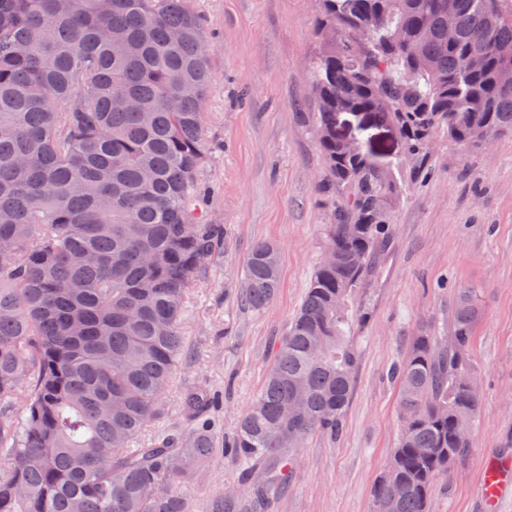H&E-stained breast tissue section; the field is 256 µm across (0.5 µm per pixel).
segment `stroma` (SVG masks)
Segmentation results:
<instances>
[{"label": "stroma", "instance_id": "1", "mask_svg": "<svg viewBox=\"0 0 512 512\" xmlns=\"http://www.w3.org/2000/svg\"><path fill=\"white\" fill-rule=\"evenodd\" d=\"M208 33L207 159L201 202L224 227V254L206 262L183 320L184 356L164 399L161 430L185 434L181 400L204 387L217 394L218 437L260 394L275 342L287 334L325 251L331 196L313 114L309 68L317 49L314 0H193ZM373 161L401 185L391 210V242L353 300L357 351L341 435L310 437L272 512H371V492L400 432L392 365L413 336L448 333L455 289L473 288L483 314L470 362L481 405L473 445L431 512H486L477 484L486 461L512 456V134L461 146L431 138L408 154L393 125L368 132ZM279 251L280 285L260 312L241 301L242 262L260 242ZM244 467L216 445L183 479L189 512H208L217 493L240 488Z\"/></svg>", "mask_w": 512, "mask_h": 512}]
</instances>
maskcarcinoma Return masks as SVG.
Wrapping results in <instances>:
<instances>
[{"mask_svg":"<svg viewBox=\"0 0 512 512\" xmlns=\"http://www.w3.org/2000/svg\"><path fill=\"white\" fill-rule=\"evenodd\" d=\"M315 2L309 80L334 259L314 270L227 444L251 465L261 509L310 436L342 433L357 362L349 300L390 240L399 186L346 152L337 114L392 123L413 156L437 132L460 144L512 132L499 75L512 0ZM210 82L192 0H0V512H186L182 479L211 454L212 397L185 394L189 434L140 437L163 414L191 290L224 252V225L198 204ZM278 287V250L260 242L242 295L261 311ZM480 316L476 289H456L450 335L420 333L396 365L402 425L373 512H429L468 455L480 395L458 372ZM240 504L218 494L211 509Z\"/></svg>","mask_w":512,"mask_h":512,"instance_id":"carcinoma-1","label":"carcinoma"}]
</instances>
